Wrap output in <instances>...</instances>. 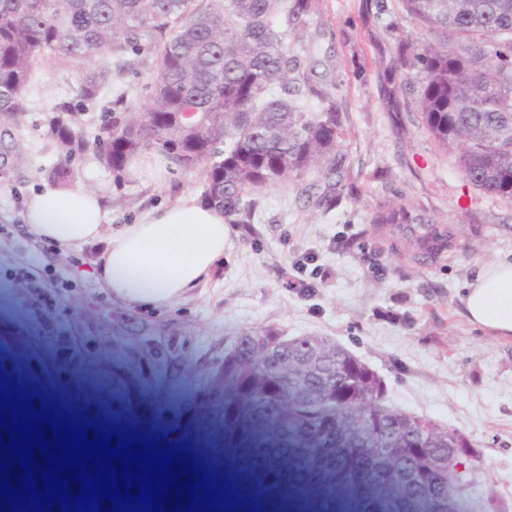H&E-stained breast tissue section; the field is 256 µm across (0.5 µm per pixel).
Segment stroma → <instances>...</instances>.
<instances>
[{"mask_svg": "<svg viewBox=\"0 0 512 512\" xmlns=\"http://www.w3.org/2000/svg\"><path fill=\"white\" fill-rule=\"evenodd\" d=\"M434 35L403 15L397 0H316L308 26L287 42L311 51L315 80L335 86L345 139L336 172L339 200L317 208L302 184L257 192L252 223L232 227L223 265L174 303L137 306L112 297L95 273L97 249H62L31 234L22 204L48 183L59 152L46 134L51 109L75 110L94 140L118 91L144 97L155 65L148 55L92 54L90 62L49 57L35 65L28 110L0 129V377L93 426L191 450L213 477L245 464L284 474L302 491L296 512H396L373 483L253 415L215 381L240 336L270 329L284 338L318 334L341 344L384 380L388 407L465 433L482 470L465 491L470 512L496 500L512 512V342L472 327L461 303L479 269L512 257V203L463 179L454 154L426 133L396 94L388 71L400 39ZM112 70V89L95 103L76 94L89 63ZM161 181L115 176L94 151L76 156L74 182L101 193L108 229L187 199H201V171L168 164ZM400 203L437 221L450 247L423 259L405 236L371 224L379 206ZM51 270L59 317L35 318L12 282L20 270Z\"/></svg>", "mask_w": 512, "mask_h": 512, "instance_id": "1", "label": "stroma"}]
</instances>
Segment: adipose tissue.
<instances>
[{"label": "adipose tissue", "mask_w": 512, "mask_h": 512, "mask_svg": "<svg viewBox=\"0 0 512 512\" xmlns=\"http://www.w3.org/2000/svg\"><path fill=\"white\" fill-rule=\"evenodd\" d=\"M102 199L80 186H47L24 202L23 221L61 247L100 248L97 276L115 297L142 305L173 303L224 259L230 232L223 211L193 199L106 232ZM470 325L512 339V260L485 264L463 299Z\"/></svg>", "instance_id": "adipose-tissue-1"}]
</instances>
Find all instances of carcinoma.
<instances>
[{"label":"carcinoma","instance_id":"cac0c4a2","mask_svg":"<svg viewBox=\"0 0 512 512\" xmlns=\"http://www.w3.org/2000/svg\"><path fill=\"white\" fill-rule=\"evenodd\" d=\"M314 0H0V126L27 111L34 65L58 56L82 62L94 52L150 53L156 65L137 104L117 94L93 143L84 140L65 104L54 108L48 135L63 160L47 171L56 186L71 185L73 158L92 147L114 173L137 150L156 148L182 170L204 173V202L231 224H249L266 186L312 184L319 208L336 206L333 176L339 163L342 119L336 93L313 83L307 57L286 37L307 24ZM403 11L435 35L393 58L399 90L415 103L430 137L454 149L462 177L483 193L512 202V0H399ZM110 84L102 66L79 89L97 98ZM370 223L403 232L424 258L448 248V233L402 204L378 209ZM255 415L272 418L300 440L327 448L308 430L306 412L260 376L247 357L235 375H216ZM364 385L361 371L336 377V411ZM368 412L393 427L405 414L379 395ZM241 500L233 512H288V499L261 498L252 478L230 482ZM401 512H423L421 492L386 485Z\"/></svg>","mask_w":512,"mask_h":512}]
</instances>
